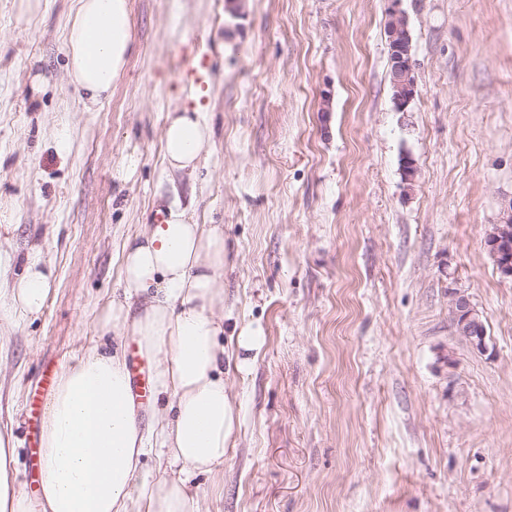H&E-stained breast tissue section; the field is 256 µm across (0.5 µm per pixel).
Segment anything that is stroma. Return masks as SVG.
I'll return each mask as SVG.
<instances>
[{
	"instance_id": "35a3bbf8",
	"label": "stroma",
	"mask_w": 512,
	"mask_h": 512,
	"mask_svg": "<svg viewBox=\"0 0 512 512\" xmlns=\"http://www.w3.org/2000/svg\"><path fill=\"white\" fill-rule=\"evenodd\" d=\"M135 51L86 109L67 74L73 0H0V249L41 250L42 312L0 320V431L17 443L44 369L98 339L122 245L170 202L219 224L226 328H260L227 384L241 426L203 512H512V279L485 239L512 201V0H400L417 93L395 107L391 0H130ZM213 73L202 98L185 56ZM201 109L197 172L163 162ZM412 160V183L402 177ZM489 350L456 335L449 289ZM211 138V127L198 110L169 112L163 137L168 167L175 171H195Z\"/></svg>"
}]
</instances>
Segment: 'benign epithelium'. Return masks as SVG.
<instances>
[{
  "mask_svg": "<svg viewBox=\"0 0 512 512\" xmlns=\"http://www.w3.org/2000/svg\"><path fill=\"white\" fill-rule=\"evenodd\" d=\"M392 0L393 7L388 10L387 33L389 46L390 74L393 99L400 110H405L416 94V81L410 57L411 36L405 15L399 11ZM512 237V202L506 208L504 223L493 232V242L488 246L499 273L505 278H512V256L507 248L508 239ZM456 332L464 338L473 349L480 353L488 351L486 335L483 333V321L480 312L469 299L456 289L448 291Z\"/></svg>",
  "mask_w": 512,
  "mask_h": 512,
  "instance_id": "7a95c632",
  "label": "benign epithelium"
}]
</instances>
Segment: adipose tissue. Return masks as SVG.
<instances>
[{
    "label": "adipose tissue",
    "instance_id": "1",
    "mask_svg": "<svg viewBox=\"0 0 512 512\" xmlns=\"http://www.w3.org/2000/svg\"><path fill=\"white\" fill-rule=\"evenodd\" d=\"M65 46L76 91L94 104L107 98L135 48L130 0H74ZM211 138L201 112L169 113L163 137L168 167L196 170ZM227 262L223 229L193 223L174 203L126 241V298L103 315L98 342L57 372L45 404L36 505L17 494L15 440L0 433V512H202L192 480L223 469L240 423L225 378L247 371L264 343L259 331L241 329L234 361H225L224 317L216 307ZM53 279L41 253L28 254L0 289V318L39 315ZM130 340L154 364L145 417L131 385ZM151 453L169 462L152 477L142 464Z\"/></svg>",
    "mask_w": 512,
    "mask_h": 512
}]
</instances>
